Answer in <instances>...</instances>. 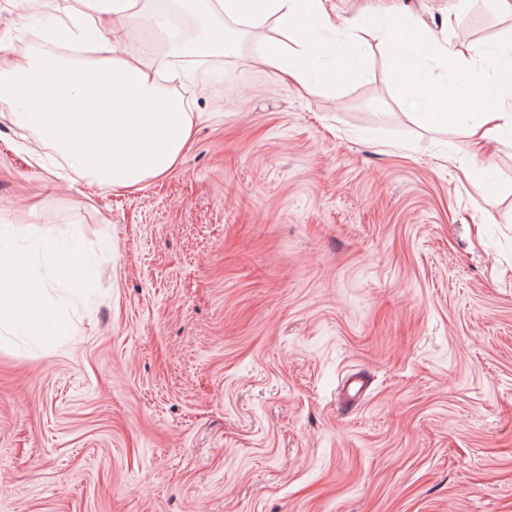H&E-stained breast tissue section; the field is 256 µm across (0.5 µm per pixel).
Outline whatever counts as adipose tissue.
Here are the masks:
<instances>
[{"label": "adipose tissue", "mask_w": 512, "mask_h": 512, "mask_svg": "<svg viewBox=\"0 0 512 512\" xmlns=\"http://www.w3.org/2000/svg\"><path fill=\"white\" fill-rule=\"evenodd\" d=\"M90 20L109 17L113 28L139 15L155 16L139 0H81ZM203 22L192 40L169 36L172 56L209 57L223 54L232 40L227 22L270 27L274 38L259 43L256 59L299 83L311 73L302 60L309 42L336 29L326 0H182ZM416 45L396 44L398 59L416 54L417 44H431L436 56L465 72L472 86L484 88L490 76L475 61L457 54L450 42L437 39L417 23ZM173 68L142 58L137 52L108 45L105 54L58 61L25 56L0 65V106L33 129L87 179L131 189L162 177L178 163L191 134L189 103L164 89L178 80ZM22 256L0 251V325L22 323L38 329L51 319L36 288H21L17 273Z\"/></svg>", "instance_id": "obj_1"}]
</instances>
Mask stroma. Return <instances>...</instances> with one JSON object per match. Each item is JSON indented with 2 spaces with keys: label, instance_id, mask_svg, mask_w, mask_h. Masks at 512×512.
<instances>
[{
  "label": "stroma",
  "instance_id": "obj_1",
  "mask_svg": "<svg viewBox=\"0 0 512 512\" xmlns=\"http://www.w3.org/2000/svg\"><path fill=\"white\" fill-rule=\"evenodd\" d=\"M457 2L329 0L366 30L313 44L306 87L257 63L272 30L170 59L131 18L199 90L137 189L0 114V241L56 314L0 327V512H512V152L467 134L512 89L429 124L389 44L418 15L468 58L512 46V12ZM2 33L1 62L73 45L9 0Z\"/></svg>",
  "mask_w": 512,
  "mask_h": 512
}]
</instances>
